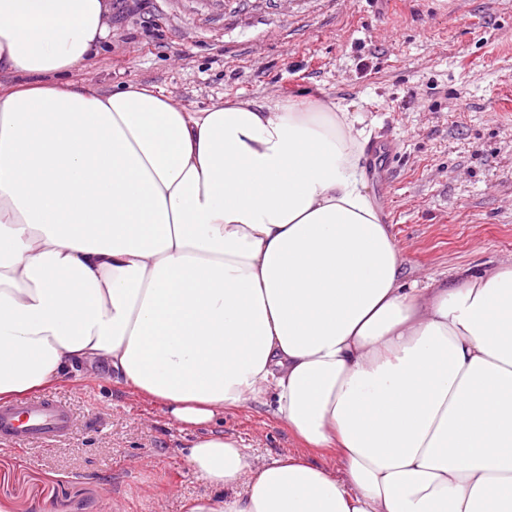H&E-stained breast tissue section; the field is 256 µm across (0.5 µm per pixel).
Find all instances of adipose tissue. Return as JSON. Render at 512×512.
I'll return each mask as SVG.
<instances>
[{
  "instance_id": "1",
  "label": "adipose tissue",
  "mask_w": 512,
  "mask_h": 512,
  "mask_svg": "<svg viewBox=\"0 0 512 512\" xmlns=\"http://www.w3.org/2000/svg\"><path fill=\"white\" fill-rule=\"evenodd\" d=\"M111 14L0 0V400L105 366L188 433L186 512H512V264L406 287L341 101L61 81ZM253 403L342 476L210 431Z\"/></svg>"
}]
</instances>
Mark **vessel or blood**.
Listing matches in <instances>:
<instances>
[{"mask_svg": "<svg viewBox=\"0 0 512 512\" xmlns=\"http://www.w3.org/2000/svg\"><path fill=\"white\" fill-rule=\"evenodd\" d=\"M72 428L70 411L58 401L38 398L0 404V441L49 444Z\"/></svg>", "mask_w": 512, "mask_h": 512, "instance_id": "obj_1", "label": "vessel or blood"}]
</instances>
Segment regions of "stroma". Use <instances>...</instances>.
<instances>
[{
	"instance_id": "stroma-1",
	"label": "stroma",
	"mask_w": 512,
	"mask_h": 512,
	"mask_svg": "<svg viewBox=\"0 0 512 512\" xmlns=\"http://www.w3.org/2000/svg\"><path fill=\"white\" fill-rule=\"evenodd\" d=\"M66 79L149 86L191 111L340 100L366 136L398 146L387 186L366 185L407 285L512 263V0H113L111 36ZM43 393L76 425L51 446L0 452V500L15 512H185L208 494L160 405L96 369ZM212 428L258 461L297 453L343 474L338 451L302 447L268 406Z\"/></svg>"
}]
</instances>
